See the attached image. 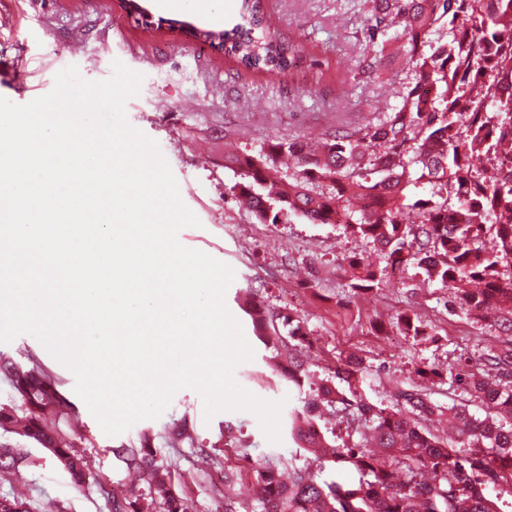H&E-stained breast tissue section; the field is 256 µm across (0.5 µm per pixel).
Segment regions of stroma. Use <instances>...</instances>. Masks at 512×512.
Here are the masks:
<instances>
[{
    "label": "stroma",
    "instance_id": "obj_1",
    "mask_svg": "<svg viewBox=\"0 0 512 512\" xmlns=\"http://www.w3.org/2000/svg\"><path fill=\"white\" fill-rule=\"evenodd\" d=\"M144 5L156 23L149 31L124 12L119 0H0V97L27 104L51 92L57 73L70 65L89 81L108 79L117 60L143 74L139 94L126 103L127 120L158 143L183 203L199 220L198 226L179 232V242L235 273L225 302L254 357L239 365L234 377L255 396L285 400L290 408L301 401L299 391L280 374L275 351L256 336L244 311L252 299L300 320L308 339L303 359L315 379L334 377L346 359L360 358V392L386 407L396 389L415 385L416 369L434 367L442 376L430 386V399L443 407L468 402L455 379L458 369L501 347L511 333L467 316L451 290L424 282L410 270L386 274L379 288L354 293L345 259L359 253L382 265L372 245L346 236L336 225L294 215L258 223L233 195L235 179L224 166L225 147L255 154L264 143L282 138L318 141L374 120L379 102L394 101L407 69L389 64L380 81L358 72L367 55L359 39L364 16L358 0H265L280 37L295 47L299 68L298 75L275 77L237 66L177 27L178 21L188 20L202 28H232L240 21L239 0H144ZM77 31L85 40L76 51L70 38ZM352 71L358 78L350 85L344 78ZM405 310L433 327L432 338L405 336L392 327L396 314ZM0 352L34 356L63 380L73 410L54 426L78 441L93 474L117 490L129 489L133 470L114 450L136 443L146 429L155 434L173 476L186 481L191 512L217 509L207 484L189 479L198 449L218 448L225 466L240 471L229 490L239 512H251L255 504V484L243 478V471L274 462L285 473L296 457L289 435H282L280 443L269 442L251 413L223 411L205 419L202 398L191 389L178 391L158 418L106 435L75 393L73 373L34 336L0 343ZM468 404L476 416H486L481 403ZM180 420L188 424L193 445L174 446L165 439L167 427ZM225 432L233 437L228 447L220 443ZM8 440L24 460L0 483V495L24 494L34 512L47 505L64 512H108L95 485L75 489L42 448L15 434Z\"/></svg>",
    "mask_w": 512,
    "mask_h": 512
}]
</instances>
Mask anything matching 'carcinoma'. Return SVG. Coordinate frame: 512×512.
<instances>
[{"mask_svg":"<svg viewBox=\"0 0 512 512\" xmlns=\"http://www.w3.org/2000/svg\"><path fill=\"white\" fill-rule=\"evenodd\" d=\"M366 26L362 36L377 55L405 62L412 78L374 121L361 129L331 134L310 147L292 138L277 140L256 155H224L237 181L234 195L248 201L259 222L299 215L314 224H335L376 248L392 271L409 266L424 279L454 290L467 315L491 319L512 332V94L486 108L481 98L499 80L512 86V0L485 16L483 0H359ZM245 23L204 32L224 47V56L245 69L277 76L292 66V48L271 33L264 0H242ZM470 23L477 38L463 43L455 22ZM286 157L290 173L274 181L269 166ZM425 196L409 195L419 182ZM490 234L495 249L479 245ZM349 288L380 285L383 270L354 255ZM254 330L265 346L288 360V381L309 380L293 355L306 340L294 315L247 304ZM405 336H431L432 327L410 312L395 317ZM485 366L456 380L497 417L477 418L464 405L441 409L420 385L397 389L393 405L379 408L332 380L313 389V398L288 412V434L309 454L284 483L268 464L256 471L261 487L257 512H500L497 502L512 493V343L483 358ZM0 375L11 385L15 404H0V431L12 432L24 414L23 436L44 448L71 482L92 477L86 458L51 426L72 410L62 380L36 360L23 367L0 354ZM369 422L362 440L382 449L374 466L363 444L341 445L315 430L321 405ZM445 415L448 432L437 437L422 421ZM146 431L139 444L123 449L127 464L152 478L143 490L112 498L111 512H189L169 467ZM170 444L194 445L189 427L168 429ZM333 462L354 470L356 482L326 481L312 470ZM21 463L9 443L0 442V480ZM0 512H32L15 495L0 496Z\"/></svg>","mask_w":512,"mask_h":512,"instance_id":"cac0c4a2","label":"carcinoma"}]
</instances>
